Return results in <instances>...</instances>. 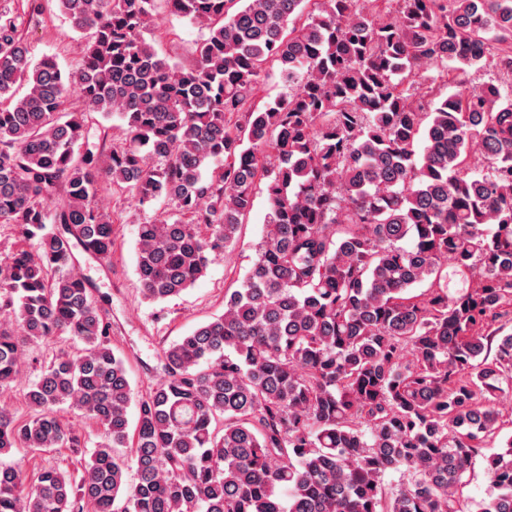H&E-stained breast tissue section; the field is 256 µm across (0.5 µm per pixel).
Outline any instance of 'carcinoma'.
<instances>
[{
    "label": "carcinoma",
    "instance_id": "carcinoma-1",
    "mask_svg": "<svg viewBox=\"0 0 512 512\" xmlns=\"http://www.w3.org/2000/svg\"><path fill=\"white\" fill-rule=\"evenodd\" d=\"M154 2L0 0V224L37 240L0 262V393L26 344L72 342L27 419L0 407V457L82 447L62 405L105 436L78 477L0 460V512H461L512 389V96L425 104L405 85L430 65L512 73V0H398L397 20L351 17L349 0H164L208 30L188 64L144 40ZM52 4L84 40L68 73L25 34ZM268 63L291 90L257 107ZM91 112L126 142L106 146L105 127L89 144ZM262 181L251 270L222 315L162 349L130 425L76 256L112 259L102 186L173 203L177 219L136 233L141 294L163 302L234 241ZM486 472L479 512H512V437Z\"/></svg>",
    "mask_w": 512,
    "mask_h": 512
}]
</instances>
